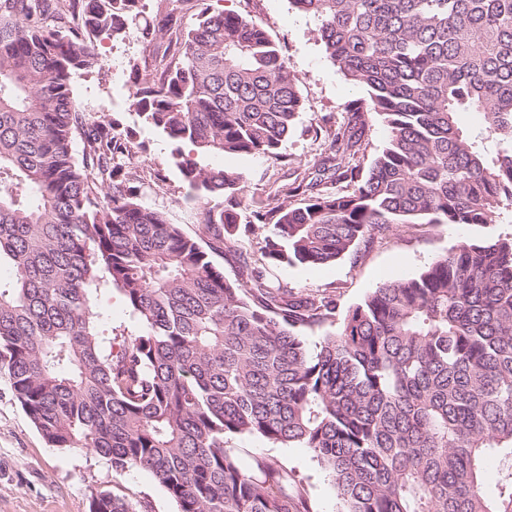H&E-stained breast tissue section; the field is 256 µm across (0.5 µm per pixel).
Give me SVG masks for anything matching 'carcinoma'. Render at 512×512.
Instances as JSON below:
<instances>
[{
  "mask_svg": "<svg viewBox=\"0 0 512 512\" xmlns=\"http://www.w3.org/2000/svg\"><path fill=\"white\" fill-rule=\"evenodd\" d=\"M190 0H159L157 41ZM383 116L368 170L336 128L320 180L253 211L268 234L231 281L200 243L144 204L130 132L83 119L72 78L102 72L95 40L125 37L143 0H0V375L48 446L149 471L177 512H313L288 468H243L232 438L307 448L341 512H512V237L463 241L386 282L336 333L326 296L271 286L272 265L336 262L395 224H496L512 208V0H290ZM132 96L210 231L237 226L242 173L213 154L280 150L303 110L297 77L259 24L200 9ZM482 115L484 146L458 115ZM81 154H76V135ZM304 196L294 206L289 198ZM225 199V209L211 207ZM140 324L106 345L94 294ZM499 460L494 491L486 466ZM96 512H137L102 491Z\"/></svg>",
  "mask_w": 512,
  "mask_h": 512,
  "instance_id": "obj_1",
  "label": "carcinoma"
}]
</instances>
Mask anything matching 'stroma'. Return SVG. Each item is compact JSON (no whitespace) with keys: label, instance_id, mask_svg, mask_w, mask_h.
Returning a JSON list of instances; mask_svg holds the SVG:
<instances>
[{"label":"stroma","instance_id":"35a3bbf8","mask_svg":"<svg viewBox=\"0 0 512 512\" xmlns=\"http://www.w3.org/2000/svg\"><path fill=\"white\" fill-rule=\"evenodd\" d=\"M211 12H232L264 27L287 57L299 79L304 108L289 135L279 160L262 156H215L212 164L238 170L244 175L247 206L279 195L286 185L315 177L328 154L333 133L348 123L347 102L366 98L365 89L353 84L334 65L324 50L315 23L298 12L290 0H207ZM162 19L157 0H145L142 14L130 24L124 40L98 41L97 50L107 63L104 74L75 75L73 89L89 119H113L121 129L132 131L140 143L142 168L162 169L163 179L146 182L143 202L165 213L170 223L197 239L225 277L236 279L240 267L232 252L257 250L266 228L254 233L236 229L213 239L196 218L197 206L188 200L177 171L169 167L168 140L145 125L132 105L136 88L133 64L150 58L155 47L142 36L144 26ZM359 151L354 160L369 168L388 137L382 116L366 113L355 126ZM512 234V220L486 227L418 224L390 230L383 237L365 239L335 263L270 266L269 284L283 286L296 295L322 294L333 298L337 315H344L384 282L412 276L438 256L465 240ZM95 309L99 326L114 334H136L139 324L123 297L110 287L98 290ZM243 462L262 456L292 469L307 489L315 512H337L336 489L331 478L304 448H283L255 436L234 439ZM108 490L132 501L138 512H177L155 478L144 470L113 471L110 463L82 449L51 448L14 399L7 379L0 378V512H90L96 494Z\"/></svg>","mask_w":512,"mask_h":512}]
</instances>
